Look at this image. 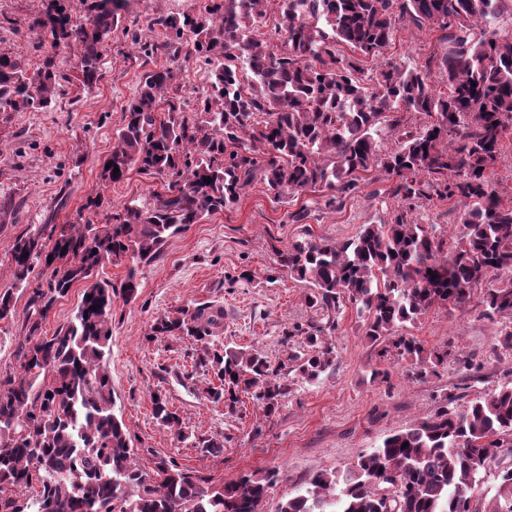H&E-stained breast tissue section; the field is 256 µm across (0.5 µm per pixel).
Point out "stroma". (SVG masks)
<instances>
[{"label": "stroma", "instance_id": "1", "mask_svg": "<svg viewBox=\"0 0 512 512\" xmlns=\"http://www.w3.org/2000/svg\"><path fill=\"white\" fill-rule=\"evenodd\" d=\"M203 3L137 0L104 42L95 85H83L82 46L74 43L55 58L67 80L52 111L0 112V290L13 289L15 302L12 317L0 321V377L27 332L29 292L15 285V239L48 224L105 223L129 201H149L161 190L163 180L135 170L119 183H107L102 165L143 74L165 61L143 52L144 45L160 40L149 19L169 11L195 14ZM44 4L0 0V50L32 67L44 62L45 53L25 28ZM438 36L429 28L398 24L387 54L422 67L442 51ZM394 185L380 169H370L357 194L329 207L321 193L277 196L256 182L232 208L170 238L159 260L136 267L127 259L99 269V280L114 284L136 269L140 283L136 300L119 299L112 307V338L104 357L115 412L131 432L140 469L152 471L158 458L171 457L218 485L242 473L270 472L274 478L262 512H276L316 474L346 471L360 453L432 415L445 394L466 402L512 383V353L495 346L505 321L485 316L478 291L465 304L431 310L400 327L401 335L416 338L425 350L449 343L458 348L447 364L422 379L408 377L395 351H384L365 336L355 306H343L334 335L335 369L317 381L297 382L271 415L248 397L232 414L205 399L206 377L195 367L197 345L189 337L148 339L158 316L208 302L224 308L220 343L259 349L274 365L285 361L289 330L325 323L326 315L306 303V282L278 269L276 251L311 238L351 240L363 225L391 223L405 207L392 196ZM302 207L306 219L292 221L291 212ZM246 271L254 272V280L243 279ZM157 389L180 415L186 441H176L154 418L150 395ZM201 437L223 439L224 446L217 452L196 447Z\"/></svg>", "mask_w": 512, "mask_h": 512}]
</instances>
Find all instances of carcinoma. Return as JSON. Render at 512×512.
Returning a JSON list of instances; mask_svg holds the SVG:
<instances>
[{
  "label": "carcinoma",
  "mask_w": 512,
  "mask_h": 512,
  "mask_svg": "<svg viewBox=\"0 0 512 512\" xmlns=\"http://www.w3.org/2000/svg\"><path fill=\"white\" fill-rule=\"evenodd\" d=\"M64 2L47 0L27 32L48 38L55 51L81 43L78 67L90 86L100 78L105 39L135 0H85L82 15ZM505 2L206 0L197 14L151 20L162 39L144 54L164 49L168 63L146 74L126 105L102 177L117 183L135 168L167 179L165 191L128 202L106 224H53L48 234L21 236L12 246L19 284L29 286L36 260L54 268L46 287L31 292L25 343L13 373L0 380V512H256L272 485L269 474L213 485L171 458H159L150 474L137 467L103 360L114 299L134 300L139 282L133 268L118 286L97 280V271L130 257L156 261L170 238L233 207L257 180L277 196L321 189L332 206L358 193L361 173L379 166L398 179L393 194L406 209L389 224L363 225L352 240L310 239L277 252L280 270L310 284L306 302L327 321L288 332L301 341L275 368L258 349L213 344L224 330L221 306L179 309L151 324L153 338L188 336L200 345L196 367L215 378L204 397L229 412L244 392L271 414L297 380L314 381L335 366L328 336L345 300L365 318L373 342L434 308L466 303L478 288L486 315L512 319V204L503 203L487 173L512 126V38H472ZM400 22L439 28L448 49L422 70L394 61L364 67L362 59L384 56ZM268 24L271 31L262 32ZM342 46L352 54L340 53ZM191 60L207 69L209 83L188 101L176 86ZM436 69L448 82L446 95L430 87ZM62 79L51 57L31 71L1 51L0 112L51 111ZM404 112L433 121L381 153V132L401 128ZM435 196L465 203L461 233L440 234L414 217ZM77 281L86 288L74 319L49 338L40 335ZM394 348L412 378L453 353H428L405 336ZM154 394V418L186 440L166 394ZM506 456L512 386L467 406L446 395L431 417L359 454L347 474H316L279 512H476L474 494L494 469L487 512H512V467L499 468ZM34 481L36 498L17 497Z\"/></svg>",
  "instance_id": "1"
}]
</instances>
